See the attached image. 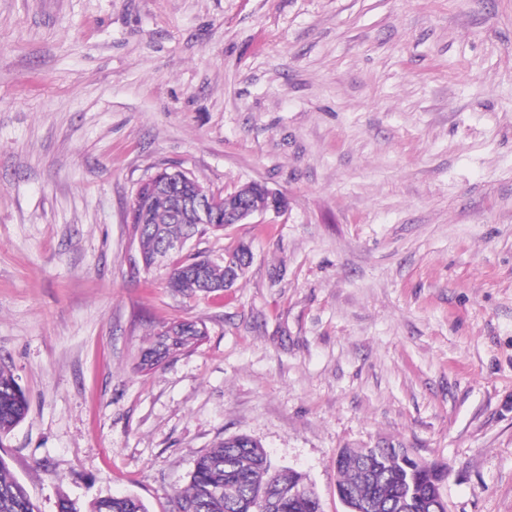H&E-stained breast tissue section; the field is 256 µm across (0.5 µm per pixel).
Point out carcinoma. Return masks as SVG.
Wrapping results in <instances>:
<instances>
[{
    "label": "carcinoma",
    "instance_id": "carcinoma-1",
    "mask_svg": "<svg viewBox=\"0 0 512 512\" xmlns=\"http://www.w3.org/2000/svg\"><path fill=\"white\" fill-rule=\"evenodd\" d=\"M174 194H150L138 201L139 254L150 267L166 239L188 238L224 230L222 224H187L177 216ZM245 257V243L224 251L214 260L188 257L170 265L167 287L177 294L214 292L224 284V261ZM173 334H155L140 356L139 368L150 371L203 340L199 324L173 321ZM28 402L13 374L0 365V436L25 416ZM340 500L364 504L363 512H447L439 485L448 468L433 463L426 468L410 463L407 452L393 445L370 448L363 455L351 448L338 453ZM305 476L276 471L262 447L246 435L226 438L195 460L188 487L174 497L175 512H257L261 501L272 512H321L315 492H298ZM0 512H38L25 488L0 458ZM87 512H149L134 495L106 496L93 501Z\"/></svg>",
    "mask_w": 512,
    "mask_h": 512
}]
</instances>
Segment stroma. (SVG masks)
<instances>
[{"label":"stroma","instance_id":"35a3bbf8","mask_svg":"<svg viewBox=\"0 0 512 512\" xmlns=\"http://www.w3.org/2000/svg\"><path fill=\"white\" fill-rule=\"evenodd\" d=\"M177 165L287 200L234 288L178 296L129 206ZM203 342L139 371L164 323ZM0 458L40 512H170L246 434L344 512L336 454L448 468V512H512V0H0ZM28 402L13 374L0 365V436L12 430L25 416ZM59 512H150L137 496H106L93 501L89 510L81 511L76 502L63 498L59 503Z\"/></svg>","mask_w":512,"mask_h":512}]
</instances>
